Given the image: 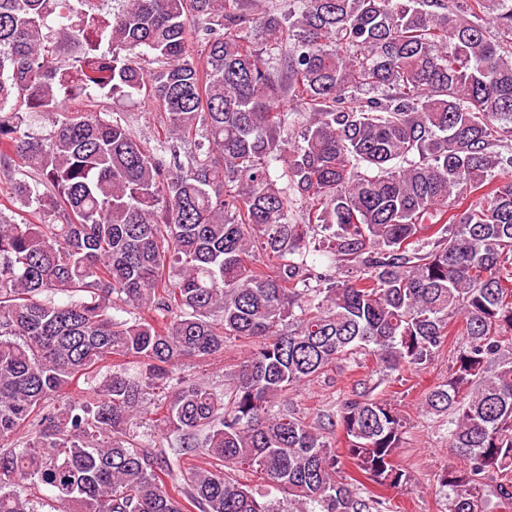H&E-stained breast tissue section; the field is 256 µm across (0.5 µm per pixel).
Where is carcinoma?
Instances as JSON below:
<instances>
[{
	"mask_svg": "<svg viewBox=\"0 0 512 512\" xmlns=\"http://www.w3.org/2000/svg\"><path fill=\"white\" fill-rule=\"evenodd\" d=\"M104 2L0 0V161L41 215L0 208V512H38L21 482L59 512H383L403 416L288 392L362 352L401 382L451 335L421 400L445 512H512V0ZM97 97L148 100L157 147L66 108ZM233 342L227 388L177 377ZM146 409L178 466L127 432Z\"/></svg>",
	"mask_w": 512,
	"mask_h": 512,
	"instance_id": "cac0c4a2",
	"label": "carcinoma"
}]
</instances>
